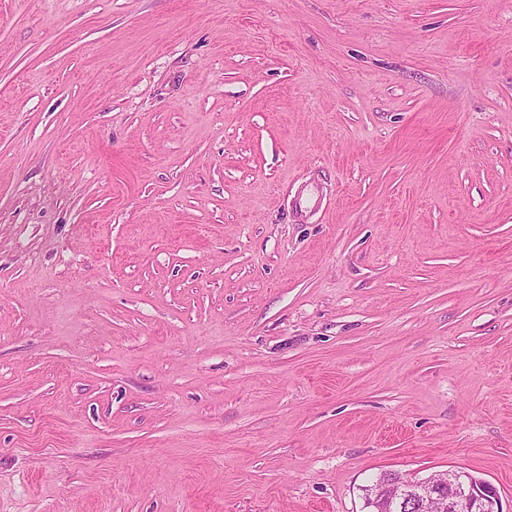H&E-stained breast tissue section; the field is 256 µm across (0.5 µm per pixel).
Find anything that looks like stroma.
I'll use <instances>...</instances> for the list:
<instances>
[{"label": "stroma", "instance_id": "35a3bbf8", "mask_svg": "<svg viewBox=\"0 0 512 512\" xmlns=\"http://www.w3.org/2000/svg\"><path fill=\"white\" fill-rule=\"evenodd\" d=\"M448 469L512 512V0H0V512Z\"/></svg>", "mask_w": 512, "mask_h": 512}]
</instances>
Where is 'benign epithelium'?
Instances as JSON below:
<instances>
[{
  "label": "benign epithelium",
  "mask_w": 512,
  "mask_h": 512,
  "mask_svg": "<svg viewBox=\"0 0 512 512\" xmlns=\"http://www.w3.org/2000/svg\"><path fill=\"white\" fill-rule=\"evenodd\" d=\"M437 505L440 512H503L497 489L465 471L450 469L421 480L384 473L377 512H417L423 501Z\"/></svg>",
  "instance_id": "1"
}]
</instances>
